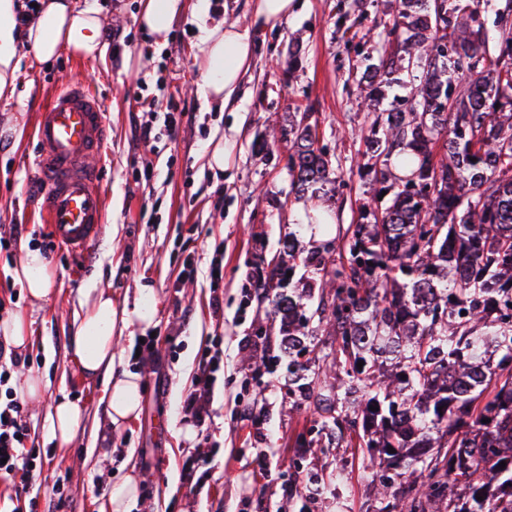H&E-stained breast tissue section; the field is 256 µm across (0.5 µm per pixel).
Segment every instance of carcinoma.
<instances>
[{"label":"carcinoma","instance_id":"carcinoma-1","mask_svg":"<svg viewBox=\"0 0 512 512\" xmlns=\"http://www.w3.org/2000/svg\"><path fill=\"white\" fill-rule=\"evenodd\" d=\"M402 4L390 34L408 56L435 62L410 108L384 115L376 106L394 57L364 70L365 153L400 157L398 175L363 164L389 205H363L361 223L323 254L283 244L288 259L320 270L272 300L288 392L314 416L301 447L360 451L375 512H512V0L489 64L471 4ZM460 14L450 62L438 33ZM306 120L288 128V171L328 213L336 179ZM323 325L336 348L329 368L312 370L300 358ZM348 486L338 467L313 491L297 478L290 494L309 501Z\"/></svg>","mask_w":512,"mask_h":512}]
</instances>
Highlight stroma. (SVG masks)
<instances>
[{"label":"stroma","mask_w":512,"mask_h":512,"mask_svg":"<svg viewBox=\"0 0 512 512\" xmlns=\"http://www.w3.org/2000/svg\"><path fill=\"white\" fill-rule=\"evenodd\" d=\"M96 3L104 27L120 32L104 56L63 50L38 67L22 64V101H0V319H23L29 364L18 372L43 381L39 396L23 400L25 445L39 449L42 473L20 495L0 483V512H97L113 484L134 470L139 494L132 512H300V500L289 494L295 478L350 464L352 456L345 447L297 445L310 412L288 402V361L277 356L280 324L269 313L270 300L283 283L298 286L314 276L310 269H289L283 241L294 239L304 253L321 251L323 242L295 219L314 203L291 190L288 143L267 152L260 144L308 116L336 173L333 228L358 223L370 188L355 165L370 123L359 107L361 61L387 43L385 25L400 2L297 0L287 20L265 25L255 19L254 0H187L163 44L139 28V0ZM202 7L203 22L238 23L253 46L240 92L225 106L202 93ZM69 80L86 82L110 105L102 172L107 214L96 257L80 273L43 225L33 173L37 114ZM158 95L185 118L175 135L149 146L137 139L144 118L139 100ZM18 114L24 121L17 134L11 126ZM220 143L230 152L223 170L207 163ZM14 224L24 225L21 238H12ZM32 246L56 276L46 301L31 299L13 278ZM219 247L224 271L217 280L209 271ZM143 282L155 290L157 355L143 364L136 340H117L143 384L138 417L117 430L102 381L82 377L70 340L90 284L132 299ZM215 346L223 349L224 364L201 425L184 401L199 362ZM267 383L272 392H264ZM63 395L75 396L84 420L74 443L60 449L48 442L46 426L50 404ZM259 397L266 400L263 412L248 413ZM260 453L267 467L257 465ZM199 454L209 464L184 469L185 460Z\"/></svg>","instance_id":"1"}]
</instances>
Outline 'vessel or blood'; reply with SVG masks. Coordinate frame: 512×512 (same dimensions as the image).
Wrapping results in <instances>:
<instances>
[{
    "instance_id": "1",
    "label": "vessel or blood",
    "mask_w": 512,
    "mask_h": 512,
    "mask_svg": "<svg viewBox=\"0 0 512 512\" xmlns=\"http://www.w3.org/2000/svg\"><path fill=\"white\" fill-rule=\"evenodd\" d=\"M109 125L106 101L79 81L59 86L37 114L41 213L54 242L81 265L93 255L105 222L100 172Z\"/></svg>"
}]
</instances>
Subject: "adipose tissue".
Masks as SVG:
<instances>
[{"mask_svg": "<svg viewBox=\"0 0 512 512\" xmlns=\"http://www.w3.org/2000/svg\"><path fill=\"white\" fill-rule=\"evenodd\" d=\"M21 0H0V98L17 93L21 61L34 64L53 59L60 50L94 58L106 47L101 39L102 18L98 5L76 8L71 0H43L27 23H20ZM184 0H142L137 16L142 30L164 40ZM203 90L206 97L228 103L236 95L252 57L247 32L237 25L205 28L203 36ZM14 278L37 301L54 292L55 274L39 249H26ZM84 311L71 338L72 358L87 379L103 378L104 398L114 427L137 418L141 403L140 374L126 369L123 355L114 348L116 338L130 328L147 330L157 318L154 289L143 283L134 300H121L106 288L86 289ZM84 412L69 398L58 399L47 418V435L58 447H68L83 423Z\"/></svg>", "mask_w": 512, "mask_h": 512, "instance_id": "obj_1", "label": "adipose tissue"}]
</instances>
